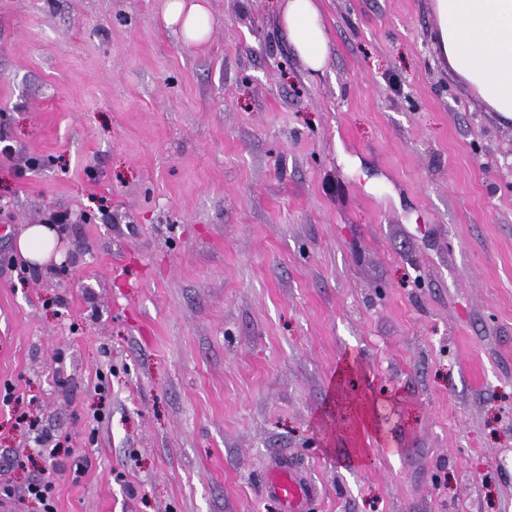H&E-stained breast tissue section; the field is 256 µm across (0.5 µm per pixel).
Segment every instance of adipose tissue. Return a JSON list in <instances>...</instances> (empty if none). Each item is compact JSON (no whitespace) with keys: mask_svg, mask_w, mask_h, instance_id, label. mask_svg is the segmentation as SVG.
Returning a JSON list of instances; mask_svg holds the SVG:
<instances>
[{"mask_svg":"<svg viewBox=\"0 0 512 512\" xmlns=\"http://www.w3.org/2000/svg\"><path fill=\"white\" fill-rule=\"evenodd\" d=\"M438 50L448 69L488 108L512 121V0H434ZM165 21L185 41L199 45L210 33L200 0H166ZM280 25L292 48L313 71L330 52V36L316 0H285ZM57 232L47 224L29 225L17 248L23 258L43 264L52 255Z\"/></svg>","mask_w":512,"mask_h":512,"instance_id":"1","label":"adipose tissue"}]
</instances>
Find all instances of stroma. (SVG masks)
Returning a JSON list of instances; mask_svg holds the SVG:
<instances>
[{"mask_svg": "<svg viewBox=\"0 0 512 512\" xmlns=\"http://www.w3.org/2000/svg\"><path fill=\"white\" fill-rule=\"evenodd\" d=\"M165 2L0 0L6 479L53 473L57 512H284L288 456L313 512H512V122L433 0H320L319 72L281 0H205L199 46ZM349 354L375 424L338 438ZM56 242L55 227L49 224H30L18 238L17 248L23 258L41 265L51 257ZM265 492L281 500L286 512H310L317 495L309 476L291 458L270 463Z\"/></svg>", "mask_w": 512, "mask_h": 512, "instance_id": "stroma-1", "label": "stroma"}]
</instances>
